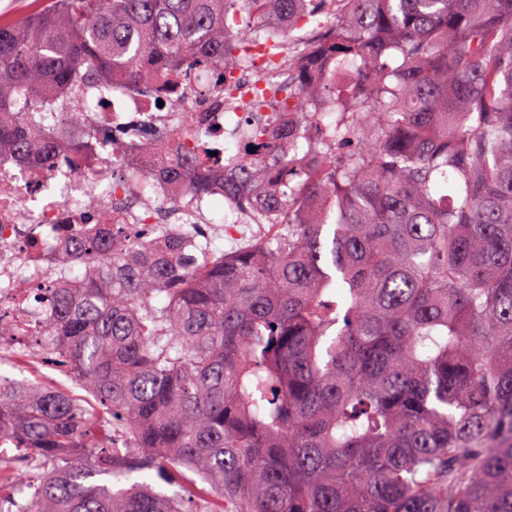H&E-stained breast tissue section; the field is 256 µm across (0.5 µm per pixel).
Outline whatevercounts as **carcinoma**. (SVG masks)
<instances>
[{
	"mask_svg": "<svg viewBox=\"0 0 512 512\" xmlns=\"http://www.w3.org/2000/svg\"><path fill=\"white\" fill-rule=\"evenodd\" d=\"M313 23L288 142L256 125L220 182L153 143L273 238L100 224L0 320L92 398L0 376V512H512V0H35L0 17V166L54 162L76 95L183 104Z\"/></svg>",
	"mask_w": 512,
	"mask_h": 512,
	"instance_id": "1",
	"label": "carcinoma"
}]
</instances>
